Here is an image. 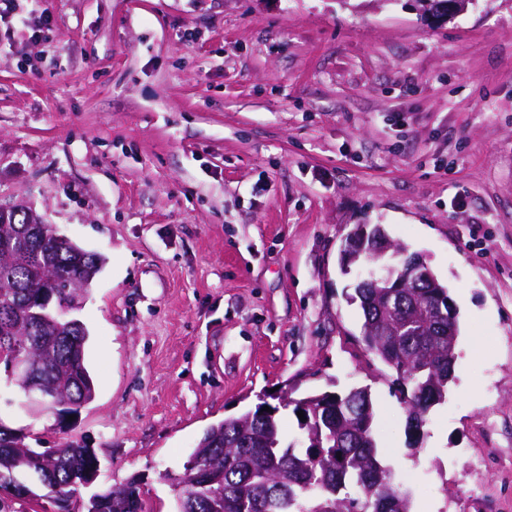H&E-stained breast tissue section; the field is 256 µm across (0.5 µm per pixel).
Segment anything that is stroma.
Returning <instances> with one entry per match:
<instances>
[{
    "label": "stroma",
    "instance_id": "35a3bbf8",
    "mask_svg": "<svg viewBox=\"0 0 512 512\" xmlns=\"http://www.w3.org/2000/svg\"><path fill=\"white\" fill-rule=\"evenodd\" d=\"M0 27V201L104 263L70 426L0 372V423L94 448L73 504L138 480L175 512L203 432L271 389L368 387L413 512H512V0H42ZM192 39H185V32ZM380 224L460 310L419 440L361 341L340 252ZM28 3L24 15L20 16V22L30 31L32 36L38 37L42 29L49 25V16L41 6L40 0H26Z\"/></svg>",
    "mask_w": 512,
    "mask_h": 512
}]
</instances>
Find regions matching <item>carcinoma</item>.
Listing matches in <instances>:
<instances>
[{
	"mask_svg": "<svg viewBox=\"0 0 512 512\" xmlns=\"http://www.w3.org/2000/svg\"><path fill=\"white\" fill-rule=\"evenodd\" d=\"M103 259L76 243L58 242L51 225L0 224V349L19 350L40 363L45 394L80 408L95 395L85 361L89 332L76 331L56 311L91 286ZM362 310V342L396 373L408 426L420 432L429 410L444 401L455 376L460 334L458 308L448 320L439 307L452 300L437 278L422 288H354ZM303 412V438L284 444L277 416L260 405L210 426L203 457L224 470V512H411L407 490L373 435L374 406L366 387L343 394L324 391L294 403ZM12 429L0 431V471L30 473L48 480L59 494L92 464L87 445L69 441L38 450ZM177 512H211V488L187 473ZM100 512H144L132 480L96 494Z\"/></svg>",
	"mask_w": 512,
	"mask_h": 512,
	"instance_id": "cac0c4a2",
	"label": "carcinoma"
}]
</instances>
